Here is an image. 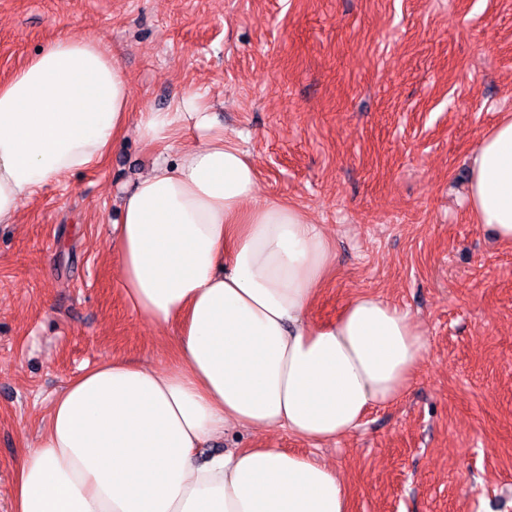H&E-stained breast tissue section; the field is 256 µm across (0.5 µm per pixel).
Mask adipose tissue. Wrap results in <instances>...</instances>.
<instances>
[{"instance_id": "1", "label": "adipose tissue", "mask_w": 512, "mask_h": 512, "mask_svg": "<svg viewBox=\"0 0 512 512\" xmlns=\"http://www.w3.org/2000/svg\"><path fill=\"white\" fill-rule=\"evenodd\" d=\"M130 110L117 56L92 38L58 37L0 82V224L39 188L99 166L128 130L175 153L122 197L109 242L128 309L177 327L173 360L112 358L68 381L15 469L12 512H349L343 477L319 457L199 450L229 429L340 441L408 390L425 330L371 293L313 322L336 262L320 226L259 196L254 163L201 92L133 128ZM470 170L474 222L512 244V116Z\"/></svg>"}]
</instances>
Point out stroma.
I'll return each mask as SVG.
<instances>
[{
  "instance_id": "35a3bbf8",
  "label": "stroma",
  "mask_w": 512,
  "mask_h": 512,
  "mask_svg": "<svg viewBox=\"0 0 512 512\" xmlns=\"http://www.w3.org/2000/svg\"><path fill=\"white\" fill-rule=\"evenodd\" d=\"M61 35L112 49L132 118L206 94L260 197L302 207L334 245L316 322L366 291L427 331L407 392L339 443L240 431L202 455L317 452L350 512H512V244L467 206L471 154L512 114V0H0V80ZM171 155L127 134L0 224V512L71 377L170 363L174 327L128 310L108 243L122 195Z\"/></svg>"
}]
</instances>
